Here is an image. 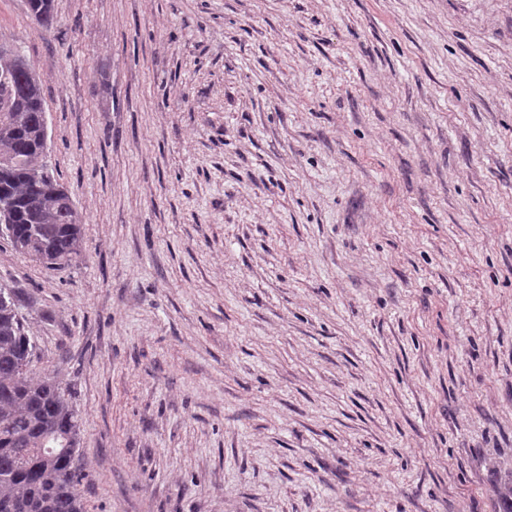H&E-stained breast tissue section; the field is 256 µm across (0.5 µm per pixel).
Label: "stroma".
<instances>
[{
	"instance_id": "35a3bbf8",
	"label": "stroma",
	"mask_w": 512,
	"mask_h": 512,
	"mask_svg": "<svg viewBox=\"0 0 512 512\" xmlns=\"http://www.w3.org/2000/svg\"><path fill=\"white\" fill-rule=\"evenodd\" d=\"M84 217L0 236L86 512H493L512 0H0Z\"/></svg>"
}]
</instances>
